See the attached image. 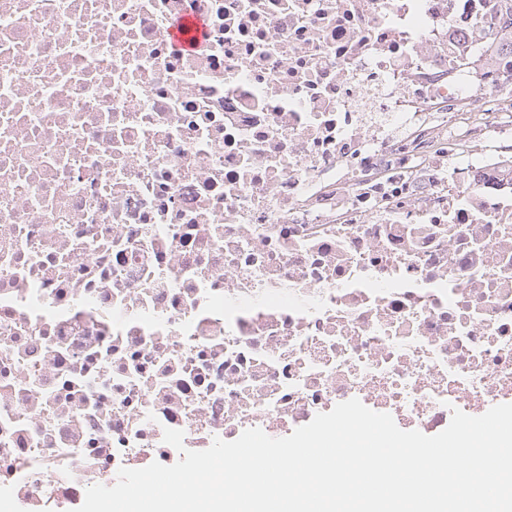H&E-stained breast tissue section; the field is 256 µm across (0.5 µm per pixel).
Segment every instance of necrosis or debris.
<instances>
[{
	"mask_svg": "<svg viewBox=\"0 0 512 512\" xmlns=\"http://www.w3.org/2000/svg\"><path fill=\"white\" fill-rule=\"evenodd\" d=\"M512 0H0V492L356 398L512 403ZM209 26L185 55L166 27ZM207 20L195 14H185L172 19L166 36L173 48L182 54H195L206 45Z\"/></svg>",
	"mask_w": 512,
	"mask_h": 512,
	"instance_id": "1",
	"label": "necrosis or debris"
}]
</instances>
